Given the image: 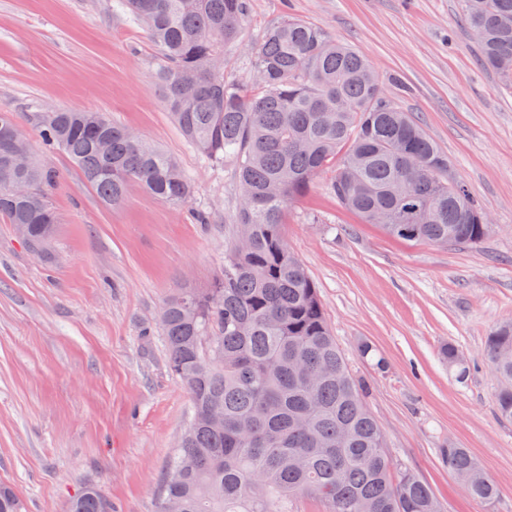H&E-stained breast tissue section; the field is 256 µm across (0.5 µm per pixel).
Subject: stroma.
I'll return each instance as SVG.
<instances>
[{
    "instance_id": "obj_1",
    "label": "stroma",
    "mask_w": 512,
    "mask_h": 512,
    "mask_svg": "<svg viewBox=\"0 0 512 512\" xmlns=\"http://www.w3.org/2000/svg\"><path fill=\"white\" fill-rule=\"evenodd\" d=\"M224 73L255 91L250 56L295 17L369 59L385 91L418 116L493 225L478 248L388 236L343 209L332 170L291 202L289 249L315 283L350 372L368 386L387 453L432 489L443 512H512V421L484 357L512 319V90L479 60L461 0H246ZM158 55L114 0H0V113L57 174L53 262L0 217V484L25 512H67L86 484L116 512H157L167 464L191 415L166 363L159 316L180 288L212 287L234 241L235 163H209L173 123L155 78ZM105 113L158 145L193 193L175 206L130 185L113 207L62 153H46L38 112ZM207 223H198L196 214ZM371 344L376 357L363 356ZM470 362L458 380L441 358ZM469 449L499 488L465 494L442 444Z\"/></svg>"
}]
</instances>
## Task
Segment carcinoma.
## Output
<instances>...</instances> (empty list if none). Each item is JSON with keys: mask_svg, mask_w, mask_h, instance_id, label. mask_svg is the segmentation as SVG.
<instances>
[{"mask_svg": "<svg viewBox=\"0 0 512 512\" xmlns=\"http://www.w3.org/2000/svg\"><path fill=\"white\" fill-rule=\"evenodd\" d=\"M160 53L155 73L183 136L211 163L236 162L240 189L233 250L214 287L181 288L160 320L170 371L187 389L192 416L163 480L159 512L172 500L181 512H292L311 494L323 512H436L431 489L406 467L393 471L381 428L364 402L336 343L316 286L287 246L284 212L315 178L333 168L329 185L339 205L391 237L438 246L477 247L487 238L486 213L456 181L451 164L419 119L388 97L370 61L320 26L286 18L265 32L252 53L259 91L248 94L224 76V48L234 44L245 0H119ZM468 29L479 35L481 62L512 86V0H463ZM44 145L65 153L107 205L138 184L159 200L187 203L192 186L178 164L102 112L57 111L37 116ZM16 119L0 114V215L29 224L37 253L58 217L52 170L14 154H30ZM459 377L467 358L442 352ZM498 374V413L512 419V321L486 341ZM224 414L214 428L209 413ZM465 493L491 503L497 486L474 457L454 443L442 449ZM13 490L0 485V512H22ZM68 512H114L98 487L87 485Z\"/></svg>", "mask_w": 512, "mask_h": 512, "instance_id": "cac0c4a2", "label": "carcinoma"}]
</instances>
